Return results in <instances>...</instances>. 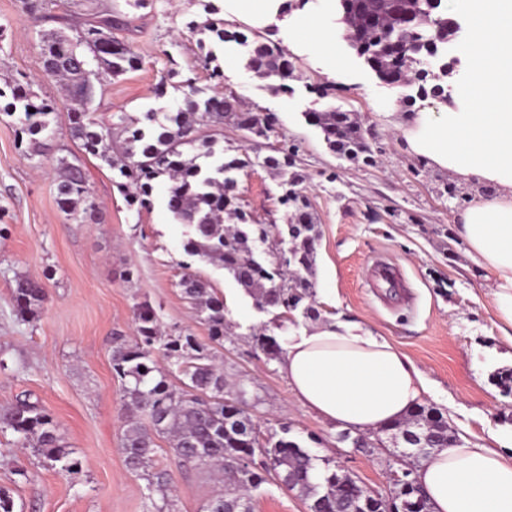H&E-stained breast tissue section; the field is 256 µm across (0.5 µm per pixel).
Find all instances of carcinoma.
<instances>
[{"label":"carcinoma","instance_id":"carcinoma-1","mask_svg":"<svg viewBox=\"0 0 512 512\" xmlns=\"http://www.w3.org/2000/svg\"><path fill=\"white\" fill-rule=\"evenodd\" d=\"M341 9L354 20L356 42L371 66L385 70L403 86L411 85L409 74L400 69L395 57L397 47L422 46L428 40L438 49L448 48L434 18L442 15L435 9L425 17L419 10L427 5L410 0H341ZM209 17L192 23L200 35L198 48L210 77L222 79L220 56L224 45H252L247 66L259 76L274 81L278 92L290 91L294 63L288 51L268 38L248 42V37L224 24L219 9L205 5ZM74 37L49 33L42 45L43 62L53 67L44 72L62 82L63 106L69 120V135L80 149L100 159L117 172L118 188L130 207L143 208L150 202L153 182L165 177L169 181L167 208L173 217L188 227L183 241L184 253L198 261L224 268L247 294L255 306L266 313L282 310L278 317L300 311L305 319L316 320L320 312L310 302L316 275L317 224L303 184L305 176L296 167L293 153L285 147L275 149L264 164L280 177L279 203L285 208L286 224H262L235 204V191L229 174L253 165L247 149L238 147L234 154L220 157L206 168L201 158L214 157L213 146L224 140V121L233 123L249 135L252 145L270 138L272 123L266 117L227 102V109H208L202 87L192 83L174 90L183 95V107L175 112L150 109L134 118L116 112L103 122L91 112L92 103L83 95L87 83L102 85L137 69L140 60L132 48L114 36V31L128 24L120 10H106L86 18L64 19ZM76 48L92 61L93 72L87 73L71 63L69 51ZM9 98L3 112L23 115L22 132L29 136L39 155L48 150L49 117L55 107L19 82L5 83L0 99ZM35 112H29V109ZM308 124L320 129L323 140L333 153L357 157L359 126L351 112L331 110L307 112ZM59 203L75 208L85 200V179L73 165L59 161L57 186ZM234 206L235 222L224 229V206ZM179 286L192 301L208 329L205 344L191 333L162 334L157 310L148 302L135 308L136 336L132 341L116 338L112 348V370L121 380L129 414L125 417L122 448L127 466L132 470L148 469L153 464L157 440L169 441L178 467L208 469L221 479L226 492L209 502L205 512H230L239 499L273 479L286 489H299L309 500V512H336V503L348 500L354 489L329 469L320 470L316 457L299 442L282 436L262 443L251 415L239 408L244 390L234 398H224V371L213 362V349L224 345L228 329L224 300L211 289L208 281L186 272ZM14 301L23 313H33L45 297L41 285L18 276L13 285ZM255 346L267 358L276 359L282 352L277 337L262 326L254 333ZM177 372L182 383L176 388L170 380ZM3 427L30 442L31 448L46 466L63 474H74L80 462L72 456L57 433L52 417L38 403L20 400L0 416ZM398 431L431 434L433 447L442 448L456 442L442 414L434 408L417 407L407 418L395 424ZM262 456L255 462V456ZM170 474L166 470L147 477V498L159 497L169 505ZM374 509L388 506L396 512H431L426 493L416 490L400 493V501L388 503L370 496Z\"/></svg>","mask_w":512,"mask_h":512}]
</instances>
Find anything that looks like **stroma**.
Here are the masks:
<instances>
[{
  "mask_svg": "<svg viewBox=\"0 0 512 512\" xmlns=\"http://www.w3.org/2000/svg\"><path fill=\"white\" fill-rule=\"evenodd\" d=\"M45 18L31 19L21 0H0V84L31 81L42 97L60 100L61 88L45 76L42 36L55 16L103 11L124 0H42ZM224 0H151L135 11L130 26L117 31L141 60L139 68L104 82L97 91L100 117L115 112L141 116L149 109L180 107V94L158 96L168 69L178 81L210 84L190 22L204 4ZM335 70L319 65L320 52L298 36L288 52L295 62L290 93L273 95L266 80L246 67L247 49L226 51L235 72L220 92L234 95L252 111L278 118L270 141L296 146L297 165L319 229L315 304L322 321L359 323L406 355L427 383L422 405L440 412L456 438L512 455V423L503 419L511 400L494 384L495 371L512 368V340L503 336L483 271L470 259L454 222L482 187L410 154L396 112L464 111L463 87L473 74L466 59L445 55L454 89L450 102L421 93L418 86L381 83L343 39H336ZM356 113L372 154L352 161L332 153L306 110ZM18 116L0 112V414L29 398L53 418L81 470L64 476L43 466L18 434L0 429V489L13 512H154L142 472L131 470L121 448L125 415L122 386L112 372L115 336L132 337L133 307L150 302L160 309L166 333L207 329L179 285L184 271L207 280L224 299L234 329L215 351L231 384L243 386L249 411L262 437L290 435L331 468L355 478L371 494L392 499V470L399 467L394 434L380 433L378 448L339 441L341 425L322 419L299 402L280 369L255 347L261 325L275 327L273 314L220 267L189 262L182 243L187 229L166 206L168 183L154 182L147 209H130L112 171L70 140L65 112H57L47 155L34 153L20 132ZM79 159L94 210L70 214L57 203L58 159ZM236 193L255 219L282 224L278 181L262 162L235 175ZM384 258L397 265L404 287H370V265ZM37 281L45 299L36 314L20 316L12 295L15 277ZM168 471L171 512H202L222 486L204 470L176 466L168 443L154 457ZM252 512H308L299 491L268 482L252 496Z\"/></svg>",
  "mask_w": 512,
  "mask_h": 512,
  "instance_id": "obj_1",
  "label": "stroma"
}]
</instances>
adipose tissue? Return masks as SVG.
<instances>
[{"mask_svg":"<svg viewBox=\"0 0 512 512\" xmlns=\"http://www.w3.org/2000/svg\"><path fill=\"white\" fill-rule=\"evenodd\" d=\"M463 54L473 69L468 112H410V152L492 186L459 215L456 235L487 273L501 328L512 329V0H475ZM281 369L296 398L327 421L363 432L408 415L425 390L407 356L360 324L290 329ZM416 479L433 512H512V459L460 442L423 458Z\"/></svg>","mask_w":512,"mask_h":512,"instance_id":"obj_1","label":"adipose tissue"}]
</instances>
